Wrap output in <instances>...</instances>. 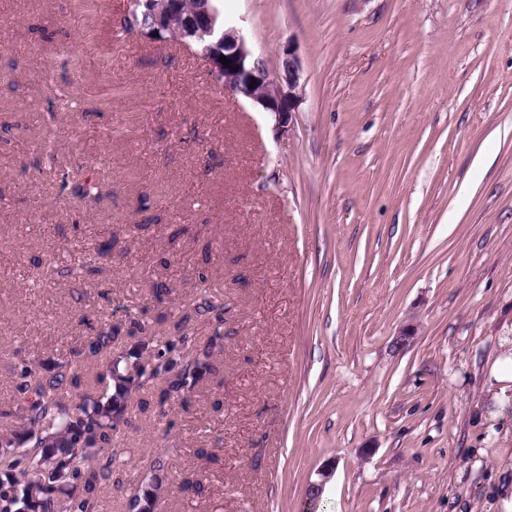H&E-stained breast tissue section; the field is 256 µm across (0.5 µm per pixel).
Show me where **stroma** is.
Returning <instances> with one entry per match:
<instances>
[{"instance_id":"35a3bbf8","label":"stroma","mask_w":512,"mask_h":512,"mask_svg":"<svg viewBox=\"0 0 512 512\" xmlns=\"http://www.w3.org/2000/svg\"><path fill=\"white\" fill-rule=\"evenodd\" d=\"M127 0H0V429L17 369L145 314L224 333L186 402L133 413L93 512H496L512 479V0H223L288 131ZM95 171L94 205L61 187ZM98 272L64 276L87 253ZM222 321L192 319L198 279ZM164 286L162 300L152 290ZM411 345L393 351L405 324ZM202 483L203 492L191 487ZM490 377L498 386L496 398L505 402L508 389H512V356L498 360L491 369Z\"/></svg>"}]
</instances>
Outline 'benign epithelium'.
Returning <instances> with one entry per match:
<instances>
[{"mask_svg":"<svg viewBox=\"0 0 512 512\" xmlns=\"http://www.w3.org/2000/svg\"><path fill=\"white\" fill-rule=\"evenodd\" d=\"M137 3L145 6L146 12L154 17L149 29L136 30L142 36L154 35L158 42L170 41V31L174 28L176 17L180 18L181 28L187 34L194 32L204 36L215 33V13L206 6L197 9V16L187 18L180 13V0H137ZM218 42L224 44V56L228 63L223 64L219 56L210 55L207 63L212 76L220 80L226 89L268 114L275 130L286 131L297 112L300 98L301 67L295 48L290 45L280 52L278 68L272 73L265 59L251 50L236 28L224 27ZM329 477L330 472L325 469L320 473V480L308 485L306 500L309 502V512H315L316 503Z\"/></svg>","mask_w":512,"mask_h":512,"instance_id":"obj_1","label":"benign epithelium"}]
</instances>
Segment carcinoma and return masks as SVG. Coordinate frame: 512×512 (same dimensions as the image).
I'll return each instance as SVG.
<instances>
[{"mask_svg": "<svg viewBox=\"0 0 512 512\" xmlns=\"http://www.w3.org/2000/svg\"><path fill=\"white\" fill-rule=\"evenodd\" d=\"M151 23V16L130 14L120 20L123 32ZM73 192L92 205L101 195L100 184L82 174L72 183ZM195 316L212 314L218 319L224 303L210 292L207 279L200 280V296L194 306ZM182 336L158 343L147 336L133 345L123 359L112 360L98 368L95 379L111 390L97 398L85 397L70 406L69 389L82 385L80 370L100 361L104 352L120 338L122 327L116 324L87 337L73 356L51 368L27 361L16 377L15 390L24 399L20 416L23 431L31 447L13 458H0V512H91L105 475L90 465L94 456L114 445L122 427L128 425V409L134 397L129 384L138 379V390L154 397L160 407L171 401L186 400L203 372L214 368L217 353L224 348V334L215 330L202 346L192 344L189 333L177 327ZM188 355H183L184 349ZM76 481L78 493L68 496L67 503L54 493ZM154 483L137 498L140 512H153V503L161 492Z\"/></svg>", "mask_w": 512, "mask_h": 512, "instance_id": "carcinoma-1", "label": "carcinoma"}]
</instances>
